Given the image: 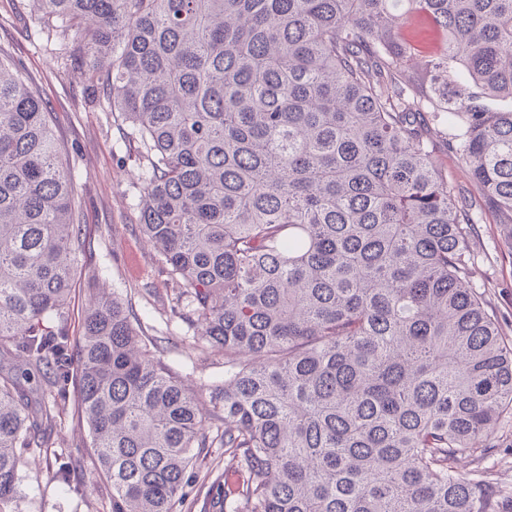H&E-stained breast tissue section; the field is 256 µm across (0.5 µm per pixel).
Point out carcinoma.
Instances as JSON below:
<instances>
[{
	"mask_svg": "<svg viewBox=\"0 0 512 512\" xmlns=\"http://www.w3.org/2000/svg\"><path fill=\"white\" fill-rule=\"evenodd\" d=\"M129 123L141 228L174 314L224 353L213 410L133 310L68 300L86 240L49 113L0 56V512L71 382L112 512H177L208 426L204 512H509L459 473L512 413V346L472 288L471 222L420 112L456 130L512 224V0H31ZM442 48L420 73L404 29ZM71 462L56 478L76 489Z\"/></svg>",
	"mask_w": 512,
	"mask_h": 512,
	"instance_id": "cac0c4a2",
	"label": "carcinoma"
}]
</instances>
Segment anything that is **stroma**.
<instances>
[{"label":"stroma","mask_w":512,"mask_h":512,"mask_svg":"<svg viewBox=\"0 0 512 512\" xmlns=\"http://www.w3.org/2000/svg\"><path fill=\"white\" fill-rule=\"evenodd\" d=\"M0 52L34 80L52 112V127L62 144L60 160L73 178L82 211L89 245L70 298L71 332H78L92 299L116 293L132 305L145 334L159 341L164 362L195 392L208 396L211 385L224 377V358L203 350L171 311L175 294L169 271L140 227L144 167L131 127L119 113L107 110L100 90L81 82L77 61L65 53L54 32L40 26L30 0H0ZM423 119L433 133L434 156L449 186L475 220L469 253L472 286L497 316L505 342L512 344V239L449 146L443 122L429 112ZM51 437L49 447L30 450L23 458L16 512H112V488L74 408L56 417ZM497 440L495 453L462 459L457 468L511 491L512 417L501 420ZM61 455L76 464L80 493L65 491L58 483L55 459ZM195 470L198 479L186 489L182 512H203L208 485L224 470L223 449H204Z\"/></svg>","instance_id":"stroma-1"}]
</instances>
